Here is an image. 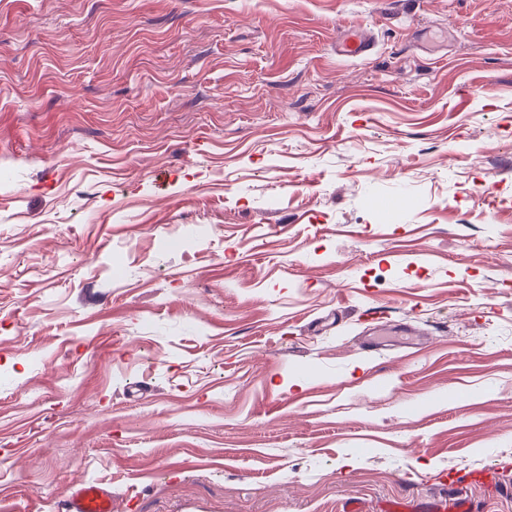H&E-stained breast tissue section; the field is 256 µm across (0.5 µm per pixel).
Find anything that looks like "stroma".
Wrapping results in <instances>:
<instances>
[{"label":"stroma","instance_id":"35a3bbf8","mask_svg":"<svg viewBox=\"0 0 512 512\" xmlns=\"http://www.w3.org/2000/svg\"><path fill=\"white\" fill-rule=\"evenodd\" d=\"M472 468L512 512V0H0V512ZM374 46L373 36L366 29L353 26L344 32L336 49L340 56L355 59L369 56ZM65 511L112 512V493L97 482H84L75 488Z\"/></svg>","mask_w":512,"mask_h":512}]
</instances>
